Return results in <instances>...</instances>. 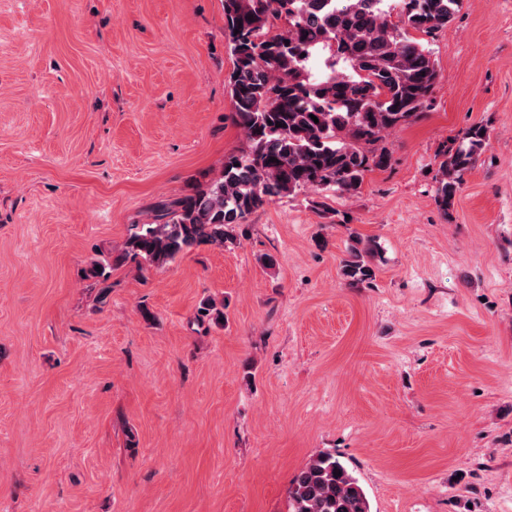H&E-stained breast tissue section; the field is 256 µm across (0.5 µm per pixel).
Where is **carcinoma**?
I'll use <instances>...</instances> for the list:
<instances>
[{
	"label": "carcinoma",
	"mask_w": 512,
	"mask_h": 512,
	"mask_svg": "<svg viewBox=\"0 0 512 512\" xmlns=\"http://www.w3.org/2000/svg\"><path fill=\"white\" fill-rule=\"evenodd\" d=\"M386 2L224 0L235 60L233 116L249 150L224 157L219 181L157 209L146 224L131 225L115 261L140 257L158 268L200 244L222 247L232 239L231 225L271 196L309 188L360 192L365 173L390 161L378 143L427 107L439 80L430 49L410 31L429 34L448 25L460 4L401 0L397 24ZM318 54L325 69L314 73L309 61ZM486 141L483 127L474 126L444 151L436 190L443 210ZM374 252L372 241L357 240L343 276L372 279ZM288 501V512H370L358 479L330 452L316 454L297 473Z\"/></svg>",
	"instance_id": "cac0c4a2"
}]
</instances>
